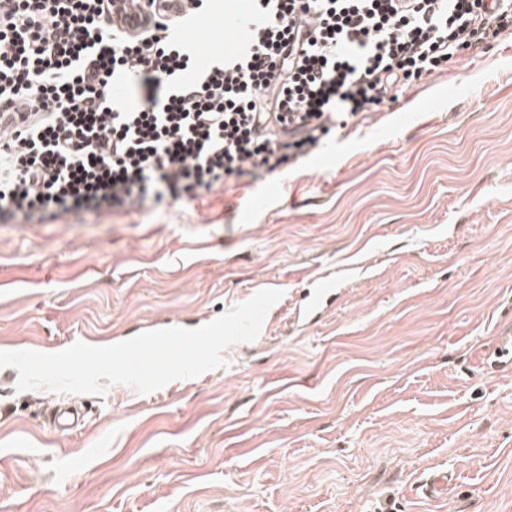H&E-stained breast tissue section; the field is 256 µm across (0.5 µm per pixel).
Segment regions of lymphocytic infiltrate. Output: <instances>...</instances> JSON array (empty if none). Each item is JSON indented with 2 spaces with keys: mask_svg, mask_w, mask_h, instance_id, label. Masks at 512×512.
I'll return each instance as SVG.
<instances>
[{
  "mask_svg": "<svg viewBox=\"0 0 512 512\" xmlns=\"http://www.w3.org/2000/svg\"><path fill=\"white\" fill-rule=\"evenodd\" d=\"M0 0V224L158 209L294 166L397 103L401 81L478 53L512 0H252L242 60L200 64L205 0ZM122 80L126 98L113 102Z\"/></svg>",
  "mask_w": 512,
  "mask_h": 512,
  "instance_id": "f902f5d3",
  "label": "lymphocytic infiltrate"
}]
</instances>
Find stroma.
I'll return each mask as SVG.
<instances>
[{"instance_id": "35a3bbf8", "label": "stroma", "mask_w": 512, "mask_h": 512, "mask_svg": "<svg viewBox=\"0 0 512 512\" xmlns=\"http://www.w3.org/2000/svg\"><path fill=\"white\" fill-rule=\"evenodd\" d=\"M234 0L183 37L224 48ZM310 157L157 212L0 224V351L196 328L282 290L226 367L149 394L16 391L0 512H512V20ZM335 302L303 316L311 286ZM81 407L56 427L51 408ZM456 472L446 498L424 475ZM493 365L508 363L512 366V320L506 327L500 329L495 336L494 348L486 360Z\"/></svg>"}]
</instances>
